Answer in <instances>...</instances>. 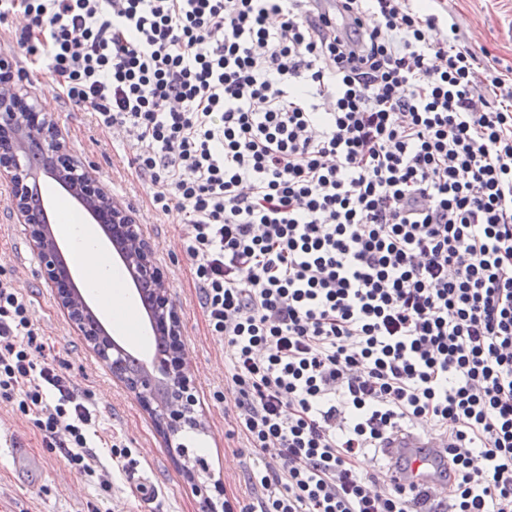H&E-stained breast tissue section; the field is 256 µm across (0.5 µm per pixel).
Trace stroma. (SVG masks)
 Segmentation results:
<instances>
[{
	"instance_id": "35a3bbf8",
	"label": "stroma",
	"mask_w": 512,
	"mask_h": 512,
	"mask_svg": "<svg viewBox=\"0 0 512 512\" xmlns=\"http://www.w3.org/2000/svg\"><path fill=\"white\" fill-rule=\"evenodd\" d=\"M448 13L459 25L464 45L479 58L493 60L500 71L512 73V0H448ZM0 57L16 68L18 88L28 102L55 118L79 168L93 170L110 194L130 209L151 242L181 318L182 342L193 358L195 414L204 423L203 430L178 433L175 441L181 451L168 447L136 395L113 376L63 314L54 288L41 274L40 258L24 225L11 215L8 189L0 183V278L16 280L28 293L52 355L67 364L73 386L97 416V433L88 440L96 474L86 477L71 468L60 449L46 447L29 418L0 395V419L11 424L44 463L42 471L20 483L13 477V459L0 453V512H88L93 504L101 512H203L204 498L190 489L194 480L209 486L208 497L215 503L230 502L240 512L253 501L247 472L254 457L238 430L237 407L224 398L229 360L220 338L207 331L179 214L162 215L152 209L153 188L134 170L132 142L102 133L93 112L47 95L50 76L27 63L9 37H0ZM109 437L121 442L126 456H110L104 446ZM135 469L155 484L153 498H140L129 487L127 475Z\"/></svg>"
}]
</instances>
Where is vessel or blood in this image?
Here are the masks:
<instances>
[{
  "label": "vessel or blood",
  "instance_id": "b4317fda",
  "mask_svg": "<svg viewBox=\"0 0 512 512\" xmlns=\"http://www.w3.org/2000/svg\"><path fill=\"white\" fill-rule=\"evenodd\" d=\"M4 446L15 457L18 471L40 469V462L29 455L21 439L6 436ZM446 446V441L413 432L392 434L384 448L391 460L390 474L395 484L411 495L425 492L433 498L447 496L454 475L447 470Z\"/></svg>",
  "mask_w": 512,
  "mask_h": 512
}]
</instances>
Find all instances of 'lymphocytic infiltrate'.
Listing matches in <instances>:
<instances>
[{
    "instance_id": "lymphocytic-infiltrate-1",
    "label": "lymphocytic infiltrate",
    "mask_w": 512,
    "mask_h": 512,
    "mask_svg": "<svg viewBox=\"0 0 512 512\" xmlns=\"http://www.w3.org/2000/svg\"><path fill=\"white\" fill-rule=\"evenodd\" d=\"M0 0L31 64L187 219L259 512H423L365 445L445 429L451 512H512V80L445 0ZM0 279V392L95 423Z\"/></svg>"
}]
</instances>
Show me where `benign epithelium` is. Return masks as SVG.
<instances>
[{
    "instance_id": "1",
    "label": "benign epithelium",
    "mask_w": 512,
    "mask_h": 512,
    "mask_svg": "<svg viewBox=\"0 0 512 512\" xmlns=\"http://www.w3.org/2000/svg\"><path fill=\"white\" fill-rule=\"evenodd\" d=\"M21 130L38 135L44 155L54 158L67 157L66 145L57 123L49 113L27 104L14 84V76L11 75L9 65L0 60V136L12 144V149L7 155L0 154V179L7 184L11 208L18 214L21 223L25 224L27 234L40 257L46 279L57 289L62 281V273L57 262V242L49 234L48 226L37 224V218L26 206V200L33 193L34 186L31 185L33 174L22 151L23 141L17 138ZM69 191L83 202H103L102 217L112 223V233L118 237H128L133 252L134 275L153 281L157 285L154 300L156 316L152 317V321L162 333L178 340L177 350L170 360L163 363V369L171 379L166 398L152 400L156 378L148 370L140 372L131 380L119 375L123 348L115 340H110L108 344L100 341L93 350L99 358L111 365L115 378L143 401V406L152 418L161 424L165 430V437L170 442L184 428H196L201 426V423L194 416L193 406L196 399L187 354L179 344L181 320L177 309L171 303L165 275L156 263L151 243L145 238L140 226L134 223L122 205L112 199L96 176L87 170L83 171ZM56 298L69 320L77 329H82L81 312L86 310L85 301L82 300L76 305L65 299L59 291L56 292Z\"/></svg>"
}]
</instances>
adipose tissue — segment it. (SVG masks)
<instances>
[{"instance_id": "adipose-tissue-1", "label": "adipose tissue", "mask_w": 512, "mask_h": 512, "mask_svg": "<svg viewBox=\"0 0 512 512\" xmlns=\"http://www.w3.org/2000/svg\"><path fill=\"white\" fill-rule=\"evenodd\" d=\"M59 231L79 259V268L91 296L106 307L114 329L132 341L142 342L133 302L121 289L120 272L107 260L92 226L67 217Z\"/></svg>"}]
</instances>
